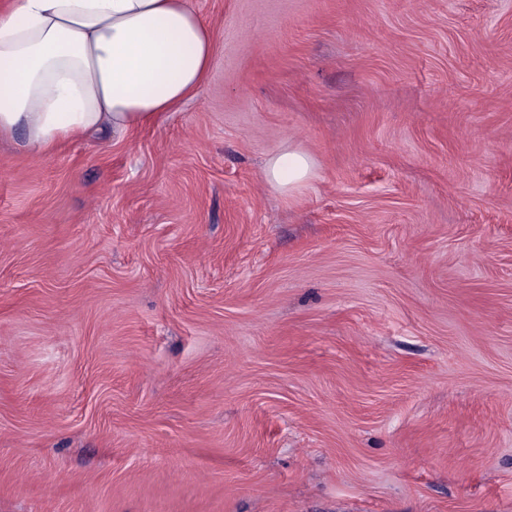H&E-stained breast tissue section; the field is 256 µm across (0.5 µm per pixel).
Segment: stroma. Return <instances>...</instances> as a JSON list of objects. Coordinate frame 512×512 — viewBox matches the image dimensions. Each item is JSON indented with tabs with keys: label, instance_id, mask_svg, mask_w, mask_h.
I'll use <instances>...</instances> for the list:
<instances>
[{
	"label": "stroma",
	"instance_id": "1",
	"mask_svg": "<svg viewBox=\"0 0 512 512\" xmlns=\"http://www.w3.org/2000/svg\"><path fill=\"white\" fill-rule=\"evenodd\" d=\"M189 3L177 111L0 140V512H512V0ZM315 175L313 159L305 152L288 147V152L270 155L266 161L265 181L291 192L309 183Z\"/></svg>",
	"mask_w": 512,
	"mask_h": 512
}]
</instances>
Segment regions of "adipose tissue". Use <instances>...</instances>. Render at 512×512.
<instances>
[{"instance_id": "ef3b65f1", "label": "adipose tissue", "mask_w": 512, "mask_h": 512, "mask_svg": "<svg viewBox=\"0 0 512 512\" xmlns=\"http://www.w3.org/2000/svg\"><path fill=\"white\" fill-rule=\"evenodd\" d=\"M217 49L189 0H7L0 7V139L45 155L72 138L152 124L199 90ZM315 175L292 148L268 157V184Z\"/></svg>"}]
</instances>
